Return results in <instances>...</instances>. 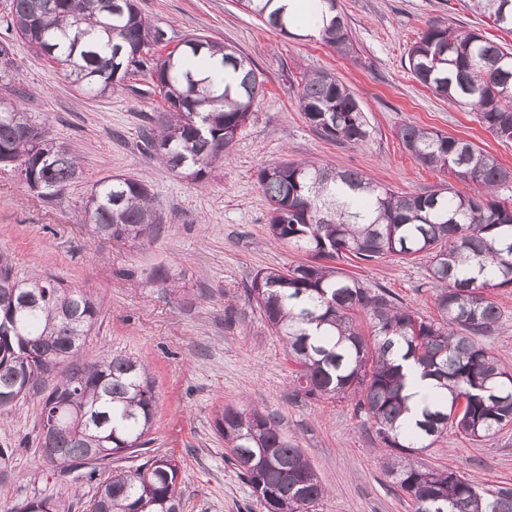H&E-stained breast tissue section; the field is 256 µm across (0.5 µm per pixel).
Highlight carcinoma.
<instances>
[{
	"instance_id": "1",
	"label": "carcinoma",
	"mask_w": 512,
	"mask_h": 512,
	"mask_svg": "<svg viewBox=\"0 0 512 512\" xmlns=\"http://www.w3.org/2000/svg\"><path fill=\"white\" fill-rule=\"evenodd\" d=\"M245 2L271 28L289 32L292 24L269 10L273 0ZM321 2L334 12L321 39L350 54L354 44L337 0ZM469 2L497 29L512 33V0ZM8 17L20 39L38 53L48 48V58L85 94L102 93L131 73L148 74L167 104L154 118L148 146L195 180L227 152L262 90V73L247 57L203 36L150 57L148 46L162 42L165 33L137 0H12ZM205 50L221 55L238 74L235 86L219 90L198 73ZM408 67L437 96L476 113L496 139L512 141V52L478 32L435 20L409 49ZM297 99L322 137L354 145L370 137L355 95L332 74L304 75ZM398 136L418 162L471 182L474 190L444 184L400 194L353 170L273 162L258 175L270 206L269 236L316 257L350 254L375 261L423 253L437 288L438 317H420L387 290L372 291L342 269L321 264L262 269L247 289L248 300L297 364L295 392L353 399L377 426L380 441L398 453L391 474L415 512H512V487H478L451 466L423 469L409 459L450 429L482 442L512 424V373L478 341L502 318L490 291L512 287V195L499 193L512 183V169L439 131L403 125ZM1 163L19 169L42 199L61 195L80 175L70 149L14 103L0 111ZM338 182L356 192L352 202L336 198ZM77 218L100 239L141 242L160 223L151 190L123 175L99 180ZM100 312L87 290L39 274L19 280L0 255V407L53 378L37 445L65 470L94 471L120 454L140 457L157 406L154 381L138 359L103 353L83 361ZM358 312L368 316V337L355 322ZM398 355L441 389L423 398L417 418L404 394ZM221 414L216 430L266 512H313L327 491L277 418L234 406ZM179 474V462L165 456L111 471L90 499L89 512H180Z\"/></svg>"
}]
</instances>
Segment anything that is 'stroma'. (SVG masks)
I'll return each mask as SVG.
<instances>
[{"mask_svg":"<svg viewBox=\"0 0 512 512\" xmlns=\"http://www.w3.org/2000/svg\"><path fill=\"white\" fill-rule=\"evenodd\" d=\"M11 0H0V43L15 62L0 96L44 118L53 138L77 157L80 178L59 197L44 200L17 172L0 168V252L18 277L49 274L91 290L101 305V324L83 347L87 358L124 354L147 364L158 404L149 453L180 463L183 512H265L226 460L215 431L217 412L251 406L274 414L328 489L317 512H414L412 501L389 474L371 421L354 402L294 394L296 365L245 294L254 274L312 262V255L269 239V205L258 172L275 161H313L354 169L402 193H422L449 182L446 173L418 163L396 130L415 124L460 137L512 169V142L494 138L453 103L417 82L407 54L427 23L442 20L512 48V34L497 30L470 10L468 0H338L355 51L342 57L316 36H289L244 9L241 0H137L168 44L201 35L239 49L263 74L249 119L226 157L200 181L185 178L144 150L151 115L164 100L151 78L129 76L114 90L86 95L57 64L37 54L5 19ZM327 71L356 96L372 129L358 145L328 140L312 130L296 92L304 74ZM130 176L146 184L162 218L144 242L93 238L75 221L82 198L100 179ZM333 266L371 289L389 290L423 316H436V290L423 255L374 262L333 259ZM168 266L179 289L149 279ZM502 311L483 346L512 370V288L491 295ZM48 385L31 389L0 409V449L10 463L0 468V512L48 498L60 512H85L99 476L89 469L61 472L37 449L42 399ZM431 467H454L482 486L512 487V424L486 442L448 431L416 457Z\"/></svg>","mask_w":512,"mask_h":512,"instance_id":"1","label":"stroma"}]
</instances>
